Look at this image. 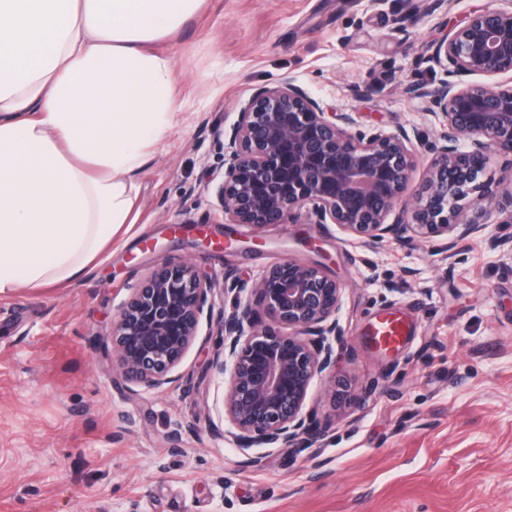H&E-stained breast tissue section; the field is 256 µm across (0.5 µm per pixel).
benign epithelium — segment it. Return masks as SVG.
Segmentation results:
<instances>
[{
  "label": "benign epithelium",
  "instance_id": "obj_1",
  "mask_svg": "<svg viewBox=\"0 0 512 512\" xmlns=\"http://www.w3.org/2000/svg\"><path fill=\"white\" fill-rule=\"evenodd\" d=\"M427 61L450 80L412 86L441 118L440 143L426 169L417 202L402 204L415 167L403 129L369 137L355 131L350 112H331L288 80L263 87L243 104L224 144V174L212 188V207L233 224L255 229L287 224L305 206L317 224H334L367 245L413 247L441 241L443 252L478 233L491 208L512 213V191L498 194L482 179L493 151L512 157V7L485 8L430 46ZM484 83L463 80L470 75ZM394 220H389L390 215ZM248 282L224 276L235 309L219 322L222 353L210 362L222 380L215 433L246 455L251 448H286L296 456L329 432L305 413L311 385L336 388L332 340L341 338L342 288L317 263L284 259ZM120 303L108 339L127 387L160 389L213 321L212 280L192 263L156 265Z\"/></svg>",
  "mask_w": 512,
  "mask_h": 512
}]
</instances>
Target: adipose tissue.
<instances>
[{"mask_svg":"<svg viewBox=\"0 0 512 512\" xmlns=\"http://www.w3.org/2000/svg\"><path fill=\"white\" fill-rule=\"evenodd\" d=\"M209 0H0V295L85 279L182 111L154 51Z\"/></svg>","mask_w":512,"mask_h":512,"instance_id":"obj_1","label":"adipose tissue"}]
</instances>
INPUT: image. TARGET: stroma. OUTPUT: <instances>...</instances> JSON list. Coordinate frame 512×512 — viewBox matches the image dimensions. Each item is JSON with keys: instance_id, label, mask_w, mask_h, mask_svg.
Instances as JSON below:
<instances>
[{"instance_id": "stroma-1", "label": "stroma", "mask_w": 512, "mask_h": 512, "mask_svg": "<svg viewBox=\"0 0 512 512\" xmlns=\"http://www.w3.org/2000/svg\"><path fill=\"white\" fill-rule=\"evenodd\" d=\"M492 0H210L164 51L182 87L181 121L139 182L123 225L87 280L0 295V512H512V218L442 252L348 241L301 210L254 230L223 222L207 182L224 169L219 130L257 89L291 79L359 133L407 130L416 195L440 122L407 94L444 70L427 48ZM367 86L354 94V85ZM499 248H491V240ZM167 258L212 278L253 281L293 258L342 288L336 371L351 397L315 382L309 414L330 426L298 456L265 448L258 467L212 431L222 338L202 324L163 390L117 385L107 339L127 287ZM409 326L395 350L367 338L379 317ZM193 423L171 451L176 421Z\"/></svg>"}]
</instances>
